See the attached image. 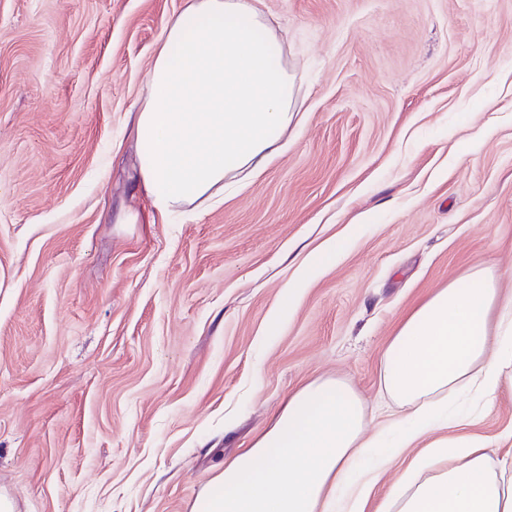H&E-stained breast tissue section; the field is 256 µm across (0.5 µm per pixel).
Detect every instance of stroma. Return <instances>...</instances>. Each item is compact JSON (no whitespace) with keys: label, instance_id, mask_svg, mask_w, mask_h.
I'll return each instance as SVG.
<instances>
[{"label":"stroma","instance_id":"1","mask_svg":"<svg viewBox=\"0 0 512 512\" xmlns=\"http://www.w3.org/2000/svg\"><path fill=\"white\" fill-rule=\"evenodd\" d=\"M184 6L0 0V493L15 512H190L314 380L351 385L375 432L402 320L480 261L512 289V0H266L296 82L288 149L166 222L136 186L132 114ZM350 228L283 311L308 254ZM511 430L506 390L448 436Z\"/></svg>","mask_w":512,"mask_h":512}]
</instances>
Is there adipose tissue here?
I'll return each mask as SVG.
<instances>
[{"instance_id":"adipose-tissue-1","label":"adipose tissue","mask_w":512,"mask_h":512,"mask_svg":"<svg viewBox=\"0 0 512 512\" xmlns=\"http://www.w3.org/2000/svg\"><path fill=\"white\" fill-rule=\"evenodd\" d=\"M264 0H186L165 25L136 114L139 183L160 216L245 189L287 149L295 80ZM346 240L316 252L283 291L341 258ZM385 395L399 408L366 434L360 395L333 379L309 383L250 448L198 494L192 512H512V484L489 449L512 431L443 437L448 398L467 388L486 402L512 391V292L475 265L435 290L401 322L382 357ZM405 461L382 499L376 486Z\"/></svg>"}]
</instances>
